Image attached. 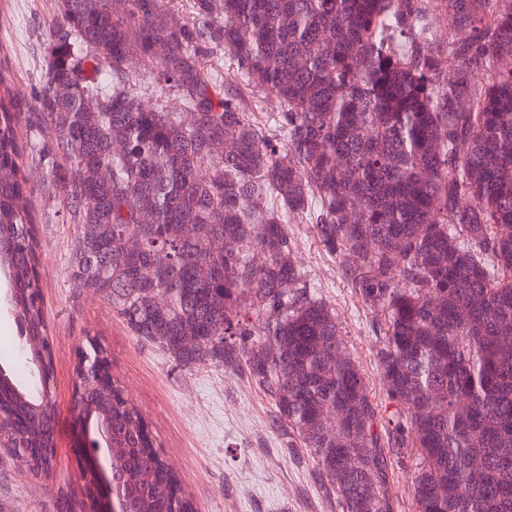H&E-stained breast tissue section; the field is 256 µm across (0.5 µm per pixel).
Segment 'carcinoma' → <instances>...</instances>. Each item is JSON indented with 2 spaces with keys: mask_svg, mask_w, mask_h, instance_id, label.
Segmentation results:
<instances>
[{
  "mask_svg": "<svg viewBox=\"0 0 512 512\" xmlns=\"http://www.w3.org/2000/svg\"><path fill=\"white\" fill-rule=\"evenodd\" d=\"M209 24H167L165 0H61L47 80L21 144L0 94V245L20 329L50 339L25 152L73 223L70 279L138 339L184 365L240 371L308 448L342 512H392L388 459L419 448L416 512H512V0H196ZM453 26L434 46L431 15ZM224 50L247 87L277 94L260 124L214 95L190 44ZM158 66L150 106L126 83L129 48ZM484 73L490 80L475 81ZM314 225L383 315L377 368L396 406L384 431L336 312L296 264L292 222ZM0 365V441L41 442L52 363ZM115 475L137 512H169L174 472L141 449L143 414L112 400ZM356 457L359 464L351 466Z\"/></svg>",
  "mask_w": 512,
  "mask_h": 512,
  "instance_id": "carcinoma-1",
  "label": "carcinoma"
}]
</instances>
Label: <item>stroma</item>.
Instances as JSON below:
<instances>
[{
    "label": "stroma",
    "instance_id": "obj_1",
    "mask_svg": "<svg viewBox=\"0 0 512 512\" xmlns=\"http://www.w3.org/2000/svg\"><path fill=\"white\" fill-rule=\"evenodd\" d=\"M57 0H0V75L17 107L20 141H51L52 129H30L27 118L45 81L49 22ZM33 192L30 204L40 241L42 309L53 338L55 419L50 474L31 477L20 459L0 450V512H58L60 491L82 483L85 456H74L83 437L75 419V367L82 350H105L114 380L143 413L158 455L196 512H342L336 492L313 453L289 447L273 400L245 375L214 365L184 367L156 345L132 336L101 296L76 288L69 278L75 227L61 194L43 186L44 166L26 154ZM296 260L319 297L336 311L343 344L366 377L374 404L387 395L376 366L380 312L358 297L342 259L320 244L313 225H289ZM0 274V363L20 369L25 355L14 311ZM418 449L390 459L386 487L393 512H415L412 475Z\"/></svg>",
    "mask_w": 512,
    "mask_h": 512
}]
</instances>
